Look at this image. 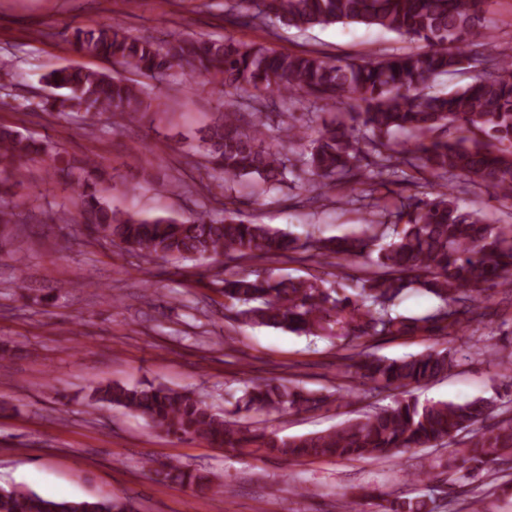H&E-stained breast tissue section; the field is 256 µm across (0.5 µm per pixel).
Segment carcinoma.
I'll use <instances>...</instances> for the list:
<instances>
[{
  "label": "carcinoma",
  "instance_id": "cac0c4a2",
  "mask_svg": "<svg viewBox=\"0 0 512 512\" xmlns=\"http://www.w3.org/2000/svg\"><path fill=\"white\" fill-rule=\"evenodd\" d=\"M483 0H228L224 21L251 26L268 36L287 28L306 33L316 26L355 23L424 43L421 50L384 54L368 61L329 58L315 49L276 52L256 41L231 36L204 39L180 30L158 42L135 36L118 21L77 28L69 44L76 53L108 62L113 71L61 66L43 75L53 89L36 106L52 118L71 117L94 125L106 114L115 127L149 107L146 80L162 81L175 70L205 73L225 96L202 136V155L214 176L277 189L295 164L266 143L262 115L269 99L293 103L311 99L348 102L351 111L325 122L307 146L301 170L312 191L356 190L373 197L409 165L440 190L414 196L386 221V209L365 206L362 233L303 238L268 224H257L228 207L212 214L206 204L182 218L142 216L115 209L104 196L107 181L99 162L68 155L58 144L0 125V176L33 157L65 176V186L81 199L77 216L67 219L52 208L44 223L82 224L96 242L117 244L128 253L165 260L193 259L208 264L290 258L297 253L319 266L377 253L352 292H339L319 277L277 280L258 273H226L213 281L236 320L253 326L336 339L352 353L356 376L339 399L358 398L362 386L395 393L393 404L374 408L323 432L280 437L241 425L216 412L191 391L162 384L95 387L88 407L109 405L143 417L178 439H203L241 453L276 454L292 460L336 458L389 460L413 448L449 450L448 475L457 460L471 463L467 474L490 472L512 461V418L484 426L494 403L484 398L454 403L412 398L411 390L448 373L451 353L431 351L402 359L366 353L377 336L461 338L481 322V304L500 288L512 308V224H489L461 208L449 186L457 179L512 202V55L499 49L483 24ZM480 69L474 83L448 94L433 82L464 64ZM128 72L132 77H125ZM416 136L412 143L399 133ZM417 285L439 303L423 316L397 311L402 293ZM330 396L290 382L256 379L247 383L237 410L300 412L322 408ZM164 480L218 487L177 461L158 472ZM0 512H136L122 500H68L41 496L19 487L3 490ZM391 512H434L425 500L396 502Z\"/></svg>",
  "mask_w": 512,
  "mask_h": 512
}]
</instances>
